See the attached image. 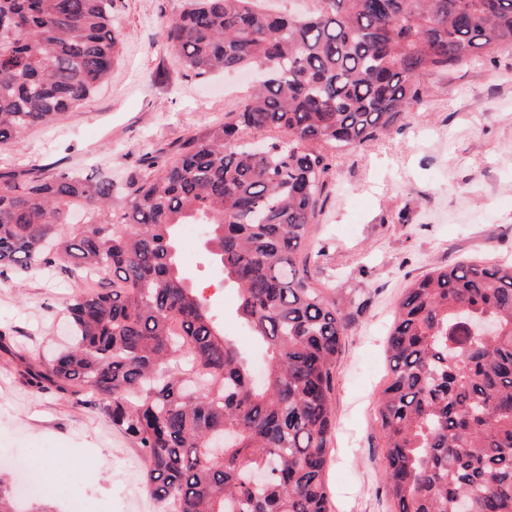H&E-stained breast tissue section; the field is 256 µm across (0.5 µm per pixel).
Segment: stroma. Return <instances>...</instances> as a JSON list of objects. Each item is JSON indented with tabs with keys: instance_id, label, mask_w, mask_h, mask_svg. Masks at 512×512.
Segmentation results:
<instances>
[{
	"instance_id": "stroma-1",
	"label": "stroma",
	"mask_w": 512,
	"mask_h": 512,
	"mask_svg": "<svg viewBox=\"0 0 512 512\" xmlns=\"http://www.w3.org/2000/svg\"><path fill=\"white\" fill-rule=\"evenodd\" d=\"M184 0H112L121 43L93 96L51 127L0 146V168L81 167L114 181L142 171L145 151H173L186 136L241 109L249 75L208 78L167 50L163 25ZM428 93L401 126L333 162L331 191L314 227V271L337 292L369 298L343 338L333 403L336 430L325 481L330 512H390L376 401L389 381L386 340L406 288L434 268L512 261V47L423 78ZM186 274L214 305L230 289L205 242ZM79 288L61 268L0 272V448L50 460L41 497L19 512H169L146 489L140 452L97 408L27 371L67 340V302Z\"/></svg>"
}]
</instances>
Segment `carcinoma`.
Instances as JSON below:
<instances>
[{
	"label": "carcinoma",
	"instance_id": "1",
	"mask_svg": "<svg viewBox=\"0 0 512 512\" xmlns=\"http://www.w3.org/2000/svg\"><path fill=\"white\" fill-rule=\"evenodd\" d=\"M187 0L163 41L195 75L264 71L238 112L184 138L116 188L106 172L0 169V268L58 265L112 287L68 302L74 342L30 377L93 405L144 457L173 512H329L341 337L367 300L310 270L308 249L343 152L421 106L422 77L512 46V0ZM112 0H0V145L81 106L119 40ZM276 129L287 139L256 146ZM125 201L112 215L117 196ZM85 224L68 223L72 209ZM206 227L263 355L224 333L184 276L178 235ZM497 331L472 334L468 320ZM378 403L393 512H512V264L435 268L407 289ZM263 6L282 15L305 12L314 7L313 0H264Z\"/></svg>",
	"mask_w": 512,
	"mask_h": 512
}]
</instances>
